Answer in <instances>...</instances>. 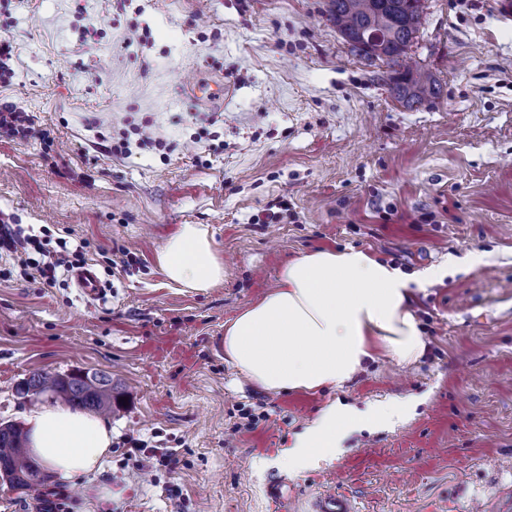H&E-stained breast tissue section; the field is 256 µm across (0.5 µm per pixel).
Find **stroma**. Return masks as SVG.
<instances>
[{
	"mask_svg": "<svg viewBox=\"0 0 512 512\" xmlns=\"http://www.w3.org/2000/svg\"><path fill=\"white\" fill-rule=\"evenodd\" d=\"M411 55L440 82L408 107L381 62L351 53L328 0H0L14 46L0 99L36 113L43 141L0 140V220L86 240L105 288L83 297L0 260V422L46 397L36 372L111 375L103 467L38 493L0 484V512H309L348 496L357 512H504L512 501V15L499 0H426ZM235 95L196 101L194 85ZM164 138L140 148L142 130ZM128 138L131 154L105 141ZM294 220L255 223V216ZM207 228L224 281L167 283L157 265L179 225ZM354 247L407 274L441 275L413 309L428 352L380 356L317 394L264 392L224 360V327L289 259ZM425 402L391 429L354 431L335 460L280 463L332 400ZM259 415L240 429L242 410ZM149 451L131 455L132 441ZM175 454L177 464L165 454ZM287 497H267L269 482ZM311 508L313 512H356L350 499L333 493L317 496Z\"/></svg>",
	"mask_w": 512,
	"mask_h": 512,
	"instance_id": "35a3bbf8",
	"label": "stroma"
}]
</instances>
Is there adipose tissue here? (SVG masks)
Instances as JSON below:
<instances>
[{"label":"adipose tissue","mask_w":512,"mask_h":512,"mask_svg":"<svg viewBox=\"0 0 512 512\" xmlns=\"http://www.w3.org/2000/svg\"><path fill=\"white\" fill-rule=\"evenodd\" d=\"M157 264L166 280L198 292L224 280V262L200 224L182 225L167 238ZM428 280L353 247L305 252L283 266L275 288L225 325L224 359L275 394L341 388L380 355L413 365L428 343L411 301ZM412 408L405 399L363 410L329 402L282 464L301 474L335 458L349 429L394 426ZM26 423L33 453L64 481L94 474L112 446L105 421L63 406L33 412Z\"/></svg>","instance_id":"obj_1"}]
</instances>
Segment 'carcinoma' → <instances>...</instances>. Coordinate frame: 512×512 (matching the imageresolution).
I'll use <instances>...</instances> for the list:
<instances>
[{"label": "carcinoma", "instance_id": "1", "mask_svg": "<svg viewBox=\"0 0 512 512\" xmlns=\"http://www.w3.org/2000/svg\"><path fill=\"white\" fill-rule=\"evenodd\" d=\"M425 0H329L328 12L350 49L368 35L381 45L376 60L385 67V81L394 99L407 105L439 98L435 76L410 64L409 49L426 22ZM20 395H48L73 409L102 414L112 412L119 401L112 376L72 372L66 375L38 372L17 387ZM26 435L12 424L0 425V482L33 491L47 475L23 447Z\"/></svg>", "mask_w": 512, "mask_h": 512}]
</instances>
